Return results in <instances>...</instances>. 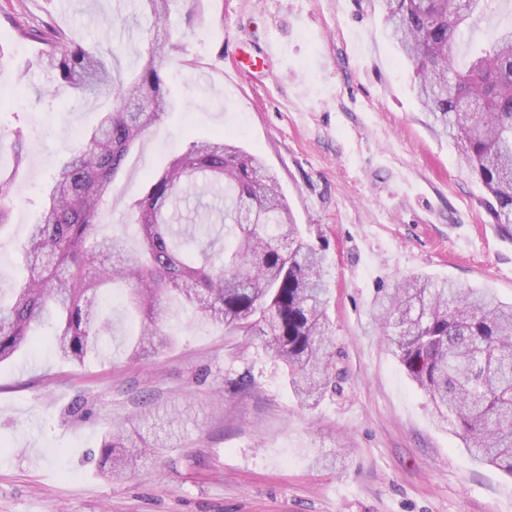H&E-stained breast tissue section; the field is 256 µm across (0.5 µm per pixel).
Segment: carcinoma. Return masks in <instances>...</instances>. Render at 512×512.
Masks as SVG:
<instances>
[{"mask_svg":"<svg viewBox=\"0 0 512 512\" xmlns=\"http://www.w3.org/2000/svg\"><path fill=\"white\" fill-rule=\"evenodd\" d=\"M180 0H140L158 25ZM493 0H376L387 35L415 73L414 90L431 131L448 139L476 176L483 202L501 233L512 238V26L458 69L454 49ZM42 49L36 67L56 80L55 93L104 89L112 109L75 146L52 176L25 248L26 281L0 304V363L30 345L45 321L63 360L82 365L109 328L99 320L97 291L131 286L128 305L141 316L132 357L166 348L175 317L170 301L230 336H263L302 402L323 395L331 366L325 336L329 264L304 238L287 197L261 160L224 142V134L192 140L156 174L129 220L139 248L124 251L102 233L101 209L116 174L141 136L175 109L165 79L180 41L139 53L125 79L65 32L17 22ZM466 98L478 101L460 110ZM11 158L0 159V228L9 221L13 181L28 147L21 130L8 134ZM224 194V239L177 225L180 203ZM372 317L407 376L427 398L436 426L462 439L467 453L512 476V302L446 278H397L376 297ZM124 431L105 434L101 452L120 479L148 457Z\"/></svg>","mask_w":512,"mask_h":512,"instance_id":"obj_1","label":"carcinoma"}]
</instances>
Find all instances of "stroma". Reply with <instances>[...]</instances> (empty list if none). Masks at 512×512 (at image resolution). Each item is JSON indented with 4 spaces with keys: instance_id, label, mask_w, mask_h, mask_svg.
<instances>
[{
    "instance_id": "35a3bbf8",
    "label": "stroma",
    "mask_w": 512,
    "mask_h": 512,
    "mask_svg": "<svg viewBox=\"0 0 512 512\" xmlns=\"http://www.w3.org/2000/svg\"><path fill=\"white\" fill-rule=\"evenodd\" d=\"M19 20L114 57L124 77L148 35L180 37L165 69L178 107L130 150L105 230L136 250L130 204L189 141L229 135L264 161L326 252L333 366L318 404H301L263 337H231L186 313L172 346L134 360L138 327L112 298L97 358L63 362L44 336L0 364V512H512V477L433 424L370 316L378 291L409 275L512 301V240L431 131L372 0H180L156 29L134 0H0V129L22 128L29 145L0 230L4 289L27 274L41 189L111 105L102 94L53 95L52 74L28 68L41 45L18 35ZM510 24L512 0H495L457 64ZM270 43L279 62L262 58ZM246 369L254 384L244 391L235 379ZM145 399L167 447L122 480L104 478V435L138 429Z\"/></svg>"
}]
</instances>
